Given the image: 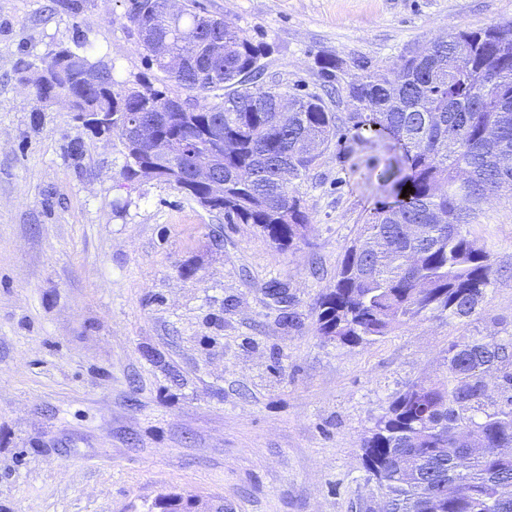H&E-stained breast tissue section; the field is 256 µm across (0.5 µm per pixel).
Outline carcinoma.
Masks as SVG:
<instances>
[{
  "instance_id": "1",
  "label": "carcinoma",
  "mask_w": 512,
  "mask_h": 512,
  "mask_svg": "<svg viewBox=\"0 0 512 512\" xmlns=\"http://www.w3.org/2000/svg\"><path fill=\"white\" fill-rule=\"evenodd\" d=\"M168 3L139 0L128 16L138 47L150 40L161 48L146 53L155 74L120 82L114 66L64 48L39 69L19 61V80L41 107L63 99L79 121L110 115L124 180L164 181L229 224H251L281 249L296 246L312 218L294 181L316 166V148L336 138L340 117L318 96L261 80L266 48L242 29L204 14L198 0H182L174 15ZM355 63L366 74L344 89L346 119L392 137L401 156L381 174L393 204L366 215L318 307L319 333L344 344L384 336L419 307L461 321L478 314L498 270L462 226L512 190V165L502 164L512 158V21L457 26L372 73L371 62ZM320 67L334 86L341 66L325 59ZM84 70L100 73L97 87L82 85ZM219 90V101H208ZM134 112L179 149L148 155L125 131ZM213 156L224 159L219 195L191 180ZM509 363L512 340L463 336L448 348L446 378L393 398L362 446L363 468L384 489L379 512H433L423 494L432 483L466 487L462 496L443 490L439 512H512V492L499 500L512 489V407L484 409L485 368ZM445 426L471 432L485 453L454 469L463 447L442 439Z\"/></svg>"
}]
</instances>
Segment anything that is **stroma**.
<instances>
[{"label": "stroma", "instance_id": "obj_1", "mask_svg": "<svg viewBox=\"0 0 512 512\" xmlns=\"http://www.w3.org/2000/svg\"><path fill=\"white\" fill-rule=\"evenodd\" d=\"M82 2L0 0V512H149L169 492L225 512H375L362 441L389 402L445 377L461 337L512 338V199L463 227L497 270L472 319L322 336L318 302L387 198L394 140L343 126L297 183L311 231L277 249L164 182L124 181L117 138L38 109L19 60L78 41L118 80L148 70L135 0ZM201 3L267 45V80L319 96L324 58L383 65L456 25L512 21V0Z\"/></svg>", "mask_w": 512, "mask_h": 512}]
</instances>
